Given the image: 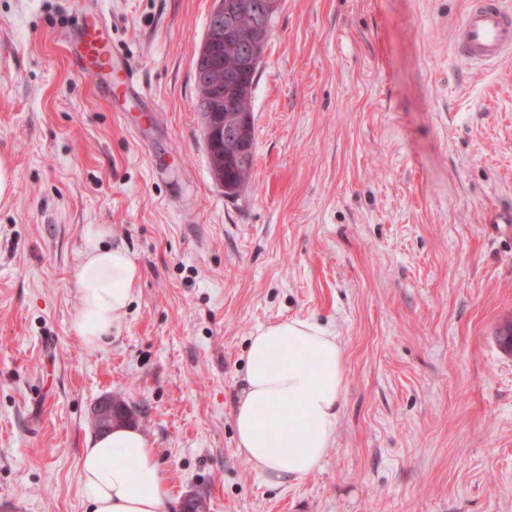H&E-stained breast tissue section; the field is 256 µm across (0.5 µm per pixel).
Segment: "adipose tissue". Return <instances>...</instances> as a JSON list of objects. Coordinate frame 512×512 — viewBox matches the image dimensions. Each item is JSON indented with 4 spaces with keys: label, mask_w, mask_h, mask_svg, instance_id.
I'll list each match as a JSON object with an SVG mask.
<instances>
[{
    "label": "adipose tissue",
    "mask_w": 512,
    "mask_h": 512,
    "mask_svg": "<svg viewBox=\"0 0 512 512\" xmlns=\"http://www.w3.org/2000/svg\"><path fill=\"white\" fill-rule=\"evenodd\" d=\"M112 230L88 225L76 279V336L91 350L112 336L128 312L141 269L128 251L107 243ZM337 336L307 319L261 327L247 351L245 392L234 415L238 448L263 482L280 485L313 472L336 438L345 389ZM287 416H280V406ZM86 512H167L164 467L145 436L127 425L92 438L80 460Z\"/></svg>",
    "instance_id": "ef3b65f1"
}]
</instances>
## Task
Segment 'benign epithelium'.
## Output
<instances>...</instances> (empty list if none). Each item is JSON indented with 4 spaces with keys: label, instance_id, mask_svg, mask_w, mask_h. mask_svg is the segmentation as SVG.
Segmentation results:
<instances>
[{
    "label": "benign epithelium",
    "instance_id": "7a95c632",
    "mask_svg": "<svg viewBox=\"0 0 512 512\" xmlns=\"http://www.w3.org/2000/svg\"><path fill=\"white\" fill-rule=\"evenodd\" d=\"M279 6L278 0H243L237 12L224 10V0H214L209 23L195 62L196 83L204 89L199 98V113L204 130V139L217 184L225 187L224 149L238 146L233 160L241 163L247 159L239 146L247 143L253 132L252 113L238 112L236 99L242 84V72L257 62L261 47L259 27L244 29L238 16L251 13L259 20L267 18L272 8ZM232 43L240 51L236 67L228 70L215 65V60L224 59V45ZM118 407L112 397L99 399L92 409L95 430L105 431L115 425Z\"/></svg>",
    "mask_w": 512,
    "mask_h": 512
}]
</instances>
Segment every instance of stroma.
<instances>
[{"instance_id": "stroma-1", "label": "stroma", "mask_w": 512, "mask_h": 512, "mask_svg": "<svg viewBox=\"0 0 512 512\" xmlns=\"http://www.w3.org/2000/svg\"><path fill=\"white\" fill-rule=\"evenodd\" d=\"M469 0H281L252 98L248 186L206 151L195 58L212 0H0V512H84L103 396L164 462L172 512H512V56L454 52ZM105 14L153 118L119 122L65 32ZM142 277L76 337L84 230ZM338 336L336 440L263 483L236 446L260 327Z\"/></svg>"}]
</instances>
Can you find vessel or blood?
<instances>
[{
	"label": "vessel or blood",
	"mask_w": 512,
	"mask_h": 512,
	"mask_svg": "<svg viewBox=\"0 0 512 512\" xmlns=\"http://www.w3.org/2000/svg\"><path fill=\"white\" fill-rule=\"evenodd\" d=\"M107 19L97 26L83 25L67 35L76 70L91 73L95 89L106 100L116 95L130 101L146 102L145 92L133 64L113 51L105 35ZM459 55L476 65H487L512 55V8L504 0H470L456 29Z\"/></svg>",
	"instance_id": "1"
}]
</instances>
